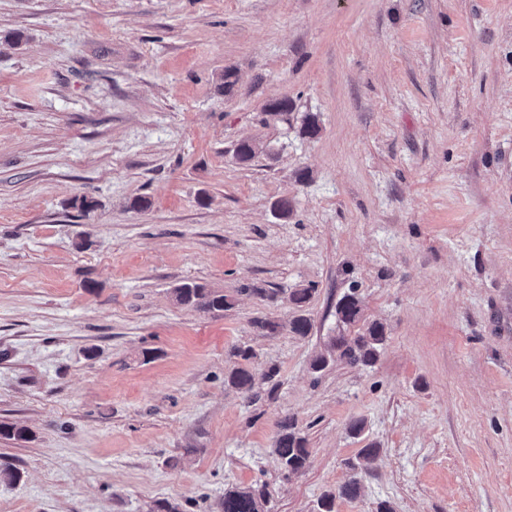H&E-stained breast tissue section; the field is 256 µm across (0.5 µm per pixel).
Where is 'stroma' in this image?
<instances>
[{
	"instance_id": "1",
	"label": "stroma",
	"mask_w": 512,
	"mask_h": 512,
	"mask_svg": "<svg viewBox=\"0 0 512 512\" xmlns=\"http://www.w3.org/2000/svg\"><path fill=\"white\" fill-rule=\"evenodd\" d=\"M352 288L386 346L312 372ZM0 425V512H316L368 442L336 512H512V0H0ZM174 300L183 306H190L207 312H223L234 307L233 295L208 288L202 283H185L173 291ZM225 381L243 394H251L256 384L253 371L247 366H238L228 372ZM278 427L279 431L271 451L285 473L298 472L305 468L309 460L307 438L290 417L281 420ZM265 486L231 487L224 491V512H265L269 502Z\"/></svg>"
}]
</instances>
